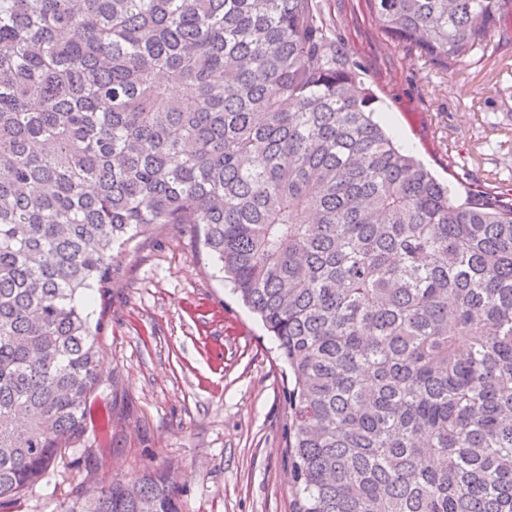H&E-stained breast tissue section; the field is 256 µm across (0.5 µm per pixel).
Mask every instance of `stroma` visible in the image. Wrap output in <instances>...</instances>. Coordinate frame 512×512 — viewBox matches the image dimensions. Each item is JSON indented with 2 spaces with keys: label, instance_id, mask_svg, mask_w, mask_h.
Instances as JSON below:
<instances>
[{
  "label": "stroma",
  "instance_id": "35a3bbf8",
  "mask_svg": "<svg viewBox=\"0 0 512 512\" xmlns=\"http://www.w3.org/2000/svg\"><path fill=\"white\" fill-rule=\"evenodd\" d=\"M360 62L379 120L438 177L512 188V27L454 69L392 41L368 0H321ZM92 319L108 431L90 429L5 512H64L113 479L169 470L181 512H291L283 367L257 315L221 278L191 224H162L116 253Z\"/></svg>",
  "mask_w": 512,
  "mask_h": 512
}]
</instances>
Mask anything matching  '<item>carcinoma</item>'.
<instances>
[{"instance_id": "cac0c4a2", "label": "carcinoma", "mask_w": 512, "mask_h": 512, "mask_svg": "<svg viewBox=\"0 0 512 512\" xmlns=\"http://www.w3.org/2000/svg\"><path fill=\"white\" fill-rule=\"evenodd\" d=\"M368 2L444 67L512 25ZM375 104L316 0H0V505L95 422L82 297L114 250L197 224L290 375L292 512H512V188L438 180ZM178 492L148 472L65 512Z\"/></svg>"}]
</instances>
